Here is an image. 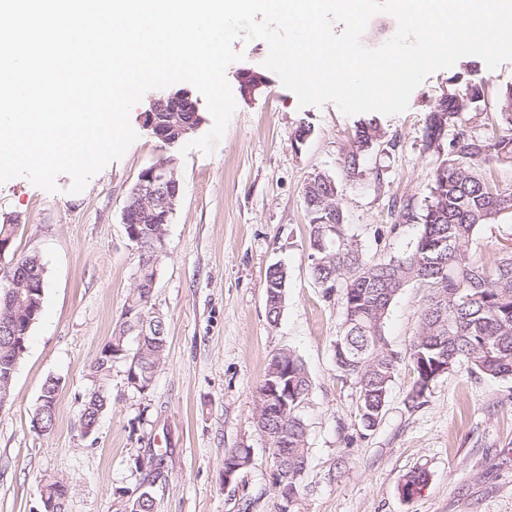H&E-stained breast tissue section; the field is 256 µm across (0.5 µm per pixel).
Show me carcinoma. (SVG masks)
<instances>
[{
  "mask_svg": "<svg viewBox=\"0 0 512 512\" xmlns=\"http://www.w3.org/2000/svg\"><path fill=\"white\" fill-rule=\"evenodd\" d=\"M485 99L484 87L470 84L464 90L446 95L428 113L426 136L431 142L442 139V126L448 125V149L439 155L430 188V200L421 215L422 230L411 252L402 257L374 259L348 235L334 179L323 174L309 178L303 198L314 203L308 210L310 236L321 237L325 249L312 260L313 278L325 294L342 290L344 322L334 342L336 370L354 380L357 386L356 417L366 431L378 425L386 406L390 385L395 378L398 354L385 336L390 307L400 291L417 283L429 289L419 327L409 351L414 373L407 399L420 402L438 379L435 372L443 365L453 370L465 362L474 375L499 379L512 377V250L484 262L471 251L482 229L499 217L512 214V191L501 189L484 175L491 160L512 164V132L496 138H481L463 127L465 117L476 112ZM385 132L371 115L355 124L353 141L341 160L345 175H362L363 155L379 145ZM23 273L37 277L45 285L41 259L28 255L18 259ZM3 276L0 275V324L18 329L19 339L0 334V376L9 368L20 349L19 340L27 339L26 309L5 302ZM288 278L281 269L268 268L265 275V309L269 323L281 317ZM151 289L139 284L132 289L127 303L140 305L148 324L146 335L133 329L122 318L108 341L113 350L123 349L138 357L141 390L148 389L163 364L167 335L163 318L150 315ZM134 337L130 347L128 337ZM285 368L288 385L298 401L288 400V414H268L265 404L258 405L256 424L270 441L273 463L288 475L291 495L288 508L297 504L302 474L308 466L307 425L300 414L308 399L311 381L302 360L292 351L274 354L264 377ZM112 363L96 360V378L85 395L82 426H96L109 402L107 381ZM71 493L64 480L49 479L40 487V498L65 512ZM139 503L128 512H155L149 488L138 495Z\"/></svg>",
  "mask_w": 512,
  "mask_h": 512,
  "instance_id": "1",
  "label": "carcinoma"
}]
</instances>
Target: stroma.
<instances>
[{
	"label": "stroma",
	"instance_id": "stroma-1",
	"mask_svg": "<svg viewBox=\"0 0 512 512\" xmlns=\"http://www.w3.org/2000/svg\"><path fill=\"white\" fill-rule=\"evenodd\" d=\"M226 78L236 109L212 154L165 147L143 126L145 103L130 123L138 135L121 158L69 193L59 175L49 192L19 176L0 183V221L17 224L16 257L38 255L45 267L41 315L14 375L10 403L0 409V512H40L38 486L56 478L71 485L66 512H124L146 476L137 460H160L164 477L152 488L156 512H278L269 479V443L255 416L267 360L290 350L304 362L312 387L302 415L309 465L295 512H512V378L471 375L467 365L439 377L421 403L407 394L413 372L406 355L428 291L412 284L393 302L385 335L402 360L373 431L356 417L357 388L340 376L334 341L344 319L341 293L325 294L308 259L303 187L310 176L332 177L348 226L374 258L402 256L420 233L399 221L404 204L422 212L439 156L426 141V117L465 83L486 89L471 134L505 133L500 97L512 87V61L488 69L461 58L412 93L404 113L381 116L383 144L363 157L360 179L347 180L341 158L354 117L336 105L299 107L264 61L269 48H242ZM251 69L267 84L240 93L237 74ZM310 136L293 145L296 128ZM176 162L182 191L166 226V253L152 293L167 325L164 364L144 392L128 387L126 365H112L110 403L95 431L84 435L81 410L92 365L110 340L141 264L122 222L141 169L160 158ZM279 264L289 288L277 324L265 313V273ZM57 378L56 422L34 430L42 387ZM253 451L250 467L225 486L224 455ZM417 470L429 475L413 498L401 487Z\"/></svg>",
	"mask_w": 512,
	"mask_h": 512
}]
</instances>
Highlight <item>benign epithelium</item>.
Segmentation results:
<instances>
[{
    "label": "benign epithelium",
    "mask_w": 512,
    "mask_h": 512,
    "mask_svg": "<svg viewBox=\"0 0 512 512\" xmlns=\"http://www.w3.org/2000/svg\"><path fill=\"white\" fill-rule=\"evenodd\" d=\"M240 83L241 92L251 96L264 85V79L249 70L246 77L240 78ZM187 103H191V95L184 89L150 100L144 113L145 126L161 139L167 138L171 133L176 139L190 134L193 131L191 127L183 125L171 132L163 129L159 122L160 115L165 112H180ZM180 195L181 182L175 162L159 161L144 167L134 185L133 195L128 198L122 212V223L125 224L128 240L138 246L142 244V236L137 229L139 224L170 223ZM266 404L282 415L288 414V375L280 374L266 385Z\"/></svg>",
    "instance_id": "obj_1"
}]
</instances>
